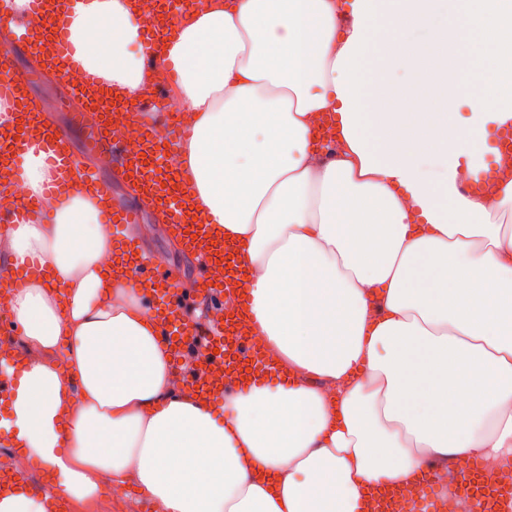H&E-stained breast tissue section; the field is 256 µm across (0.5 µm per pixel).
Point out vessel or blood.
I'll return each mask as SVG.
<instances>
[{"mask_svg":"<svg viewBox=\"0 0 512 512\" xmlns=\"http://www.w3.org/2000/svg\"><path fill=\"white\" fill-rule=\"evenodd\" d=\"M66 26L64 0H34L33 19L28 24L29 36L15 48L0 52V95L6 97L14 109L12 118L0 122V191L19 196L12 211L0 214V230L16 228L33 214L41 212L39 198L25 192L14 171L29 150L44 152L58 169L57 179L47 187L48 193L59 194L77 183L86 194L107 201L104 219L115 230L112 266L116 271L130 273L136 285L153 296L160 335L174 355L195 349L188 384L204 394H220L224 391L225 380H233L238 385L251 374L288 381L289 373L269 362L255 344L253 318L240 311L245 304L243 273L234 246L215 233L213 225L195 221L185 188L174 189L169 185L173 169L154 164L155 159L175 156L179 137L160 138L152 129L145 128L141 131L139 153H130L108 136L109 116L118 106L124 107L129 116H136L141 109L140 103L120 104L92 79L83 82L75 91L82 99L84 109L74 113L73 121L92 125L87 149L107 154L121 176L139 188L142 200L164 214L185 253L198 264L201 276L197 288L191 293L202 300L215 295L235 300L236 310L208 320L203 326L186 317L185 302L191 293L181 288L168 265L158 262L154 254L145 251L135 239L122 235L125 225L139 222V211L114 204L111 181L84 167L80 156L67 147L65 134L44 113L30 110L24 90L27 78L23 72L13 71L12 58L17 53L38 55L41 62L59 77H67L78 70L79 65L66 40ZM457 480L455 492L463 497L467 512H512V482L492 484L486 481L478 459L459 457Z\"/></svg>","mask_w":512,"mask_h":512,"instance_id":"b4317fda","label":"vessel or blood"}]
</instances>
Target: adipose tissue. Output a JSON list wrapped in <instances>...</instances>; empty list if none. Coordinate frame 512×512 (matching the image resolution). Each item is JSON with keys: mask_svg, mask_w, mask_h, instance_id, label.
Listing matches in <instances>:
<instances>
[{"mask_svg": "<svg viewBox=\"0 0 512 512\" xmlns=\"http://www.w3.org/2000/svg\"><path fill=\"white\" fill-rule=\"evenodd\" d=\"M507 0H467L471 48L443 0H205L162 61L190 114L177 173L250 276L248 310L294 383L223 402L175 391L178 370L112 228L73 188L0 235L39 274L12 290L22 367L5 432L47 491L0 512H49L107 483L155 512H367L459 456L512 470V179L461 193L488 128L512 122ZM68 40L110 93L149 81L135 0H68ZM469 115L458 118L460 103ZM337 158L321 162L315 114Z\"/></svg>", "mask_w": 512, "mask_h": 512, "instance_id": "ef3b65f1", "label": "adipose tissue"}]
</instances>
